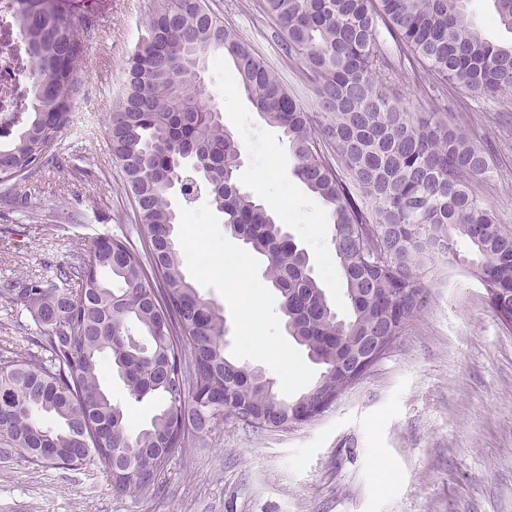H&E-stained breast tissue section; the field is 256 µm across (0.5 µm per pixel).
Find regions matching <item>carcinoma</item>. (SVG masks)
<instances>
[{
    "label": "carcinoma",
    "instance_id": "cac0c4a2",
    "mask_svg": "<svg viewBox=\"0 0 512 512\" xmlns=\"http://www.w3.org/2000/svg\"><path fill=\"white\" fill-rule=\"evenodd\" d=\"M288 55L315 87L310 113L278 75L207 7L205 0H158L147 36L126 62L122 104L107 136L124 188L149 239L100 237L93 250L52 274L0 293L52 327L39 351L0 360V454L68 469L93 462L120 494L154 484L189 434L232 418L254 431L288 425L321 393L335 401L365 346L401 336L430 300L423 273L444 257L484 289L501 325L512 330V226L476 191L494 178L490 151L455 122L443 83L477 98L512 92V41L478 29L469 0H262ZM512 34V0H492ZM29 57L31 80L0 138V181L42 168L72 122L84 42L59 0H5ZM216 54L263 119L278 127L296 164L293 175L325 207L349 314L339 317L277 216L241 188L244 158L209 92L194 85L193 58ZM420 65L429 109L409 112L390 84L400 60ZM205 194L224 229L265 262L288 335L322 366L292 400L261 371L226 357L223 310L184 272L168 186ZM465 240L473 254L457 253ZM191 360L183 361L181 344ZM137 402L159 406L132 429L102 387L104 362Z\"/></svg>",
    "mask_w": 512,
    "mask_h": 512
}]
</instances>
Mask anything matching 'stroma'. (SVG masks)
<instances>
[{
	"label": "stroma",
	"mask_w": 512,
	"mask_h": 512,
	"mask_svg": "<svg viewBox=\"0 0 512 512\" xmlns=\"http://www.w3.org/2000/svg\"><path fill=\"white\" fill-rule=\"evenodd\" d=\"M60 2L87 29L84 81L72 106L84 121L62 131L55 161L14 179L12 199L0 197V288L46 275L98 236L124 234L139 248L145 241L106 128L121 101L125 61L157 0ZM205 2L315 111L314 87L282 49L262 0ZM231 69L210 59L205 79L210 105L241 144L239 181L260 201H278L281 222L347 315L326 211L293 176L281 130L255 111ZM444 93L470 137L493 146L496 176L477 191L512 225V94L477 99L452 84ZM172 204L181 214L186 275L224 309L227 355L273 378L280 398L306 391L320 368L288 336L261 260L225 231L207 198ZM217 253L241 257L249 282H226L212 263ZM427 282L431 301L419 321L320 416L263 432L227 419L190 435L137 497L118 494L100 464L69 470L0 458V512H512V331L473 278ZM247 296L266 313L255 343L241 332ZM42 333L23 306L0 301V360L30 349Z\"/></svg>",
	"instance_id": "1"
}]
</instances>
